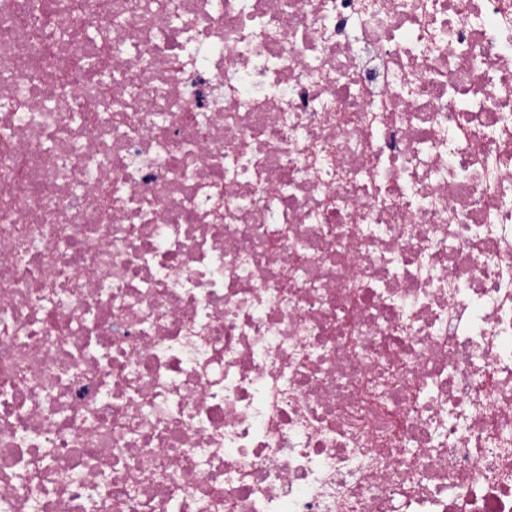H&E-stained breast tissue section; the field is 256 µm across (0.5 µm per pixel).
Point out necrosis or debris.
<instances>
[{"label": "necrosis or debris", "mask_w": 512, "mask_h": 512, "mask_svg": "<svg viewBox=\"0 0 512 512\" xmlns=\"http://www.w3.org/2000/svg\"><path fill=\"white\" fill-rule=\"evenodd\" d=\"M0 512H512V0H0Z\"/></svg>", "instance_id": "necrosis-or-debris-1"}]
</instances>
